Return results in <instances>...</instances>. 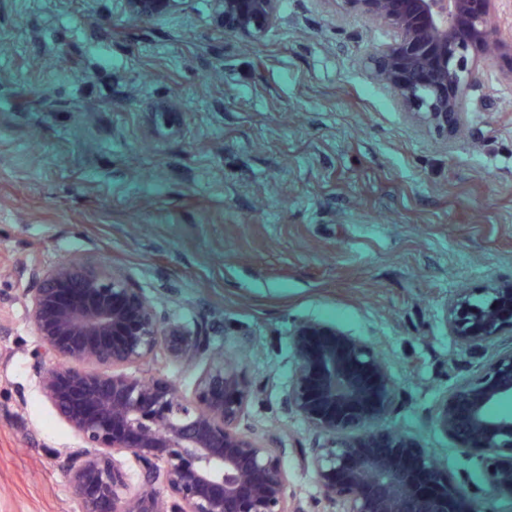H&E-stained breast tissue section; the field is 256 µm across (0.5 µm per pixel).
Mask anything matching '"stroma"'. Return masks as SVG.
Instances as JSON below:
<instances>
[{
    "instance_id": "obj_1",
    "label": "stroma",
    "mask_w": 512,
    "mask_h": 512,
    "mask_svg": "<svg viewBox=\"0 0 512 512\" xmlns=\"http://www.w3.org/2000/svg\"><path fill=\"white\" fill-rule=\"evenodd\" d=\"M378 23L335 0H281L259 41L209 0L141 20L121 0H0V512H80L38 392L32 266L106 263L161 314L207 323L284 439L289 491L325 503L282 407L289 336L332 323L372 343L400 429L480 480L429 410L485 361L448 330L461 290L512 283V59L480 71L457 137L414 124L367 70Z\"/></svg>"
}]
</instances>
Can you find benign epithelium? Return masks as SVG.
<instances>
[{"mask_svg":"<svg viewBox=\"0 0 512 512\" xmlns=\"http://www.w3.org/2000/svg\"><path fill=\"white\" fill-rule=\"evenodd\" d=\"M134 18L181 11L190 0H122ZM380 22L388 41L366 59L412 122L452 138L468 121L476 73L512 58L500 0H336ZM280 0H210L221 30L259 40ZM25 294L36 344L35 384L71 429L64 469L81 512H303L288 491L282 441L244 423L258 387L202 328L164 318L114 270L64 262L30 270ZM512 327V287L468 289L448 301V330L485 348ZM288 413L314 435L302 464L333 512H495L512 504V349L444 395L430 415L465 456L482 463L479 484L455 475L415 438L372 424L397 407V389L372 345L320 321L289 336ZM204 364L188 396L150 362ZM133 458L130 473L122 456Z\"/></svg>","mask_w":512,"mask_h":512,"instance_id":"obj_1","label":"benign epithelium"}]
</instances>
